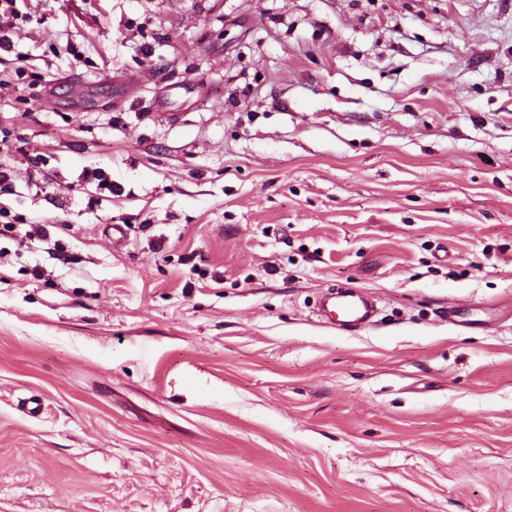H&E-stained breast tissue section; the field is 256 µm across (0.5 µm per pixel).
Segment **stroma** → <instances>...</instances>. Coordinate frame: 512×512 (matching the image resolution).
I'll use <instances>...</instances> for the list:
<instances>
[{"instance_id": "stroma-1", "label": "stroma", "mask_w": 512, "mask_h": 512, "mask_svg": "<svg viewBox=\"0 0 512 512\" xmlns=\"http://www.w3.org/2000/svg\"><path fill=\"white\" fill-rule=\"evenodd\" d=\"M16 7L0 512H512V0ZM320 311L325 321L335 323L336 326L357 327L368 317L370 305L356 290L330 289Z\"/></svg>"}]
</instances>
